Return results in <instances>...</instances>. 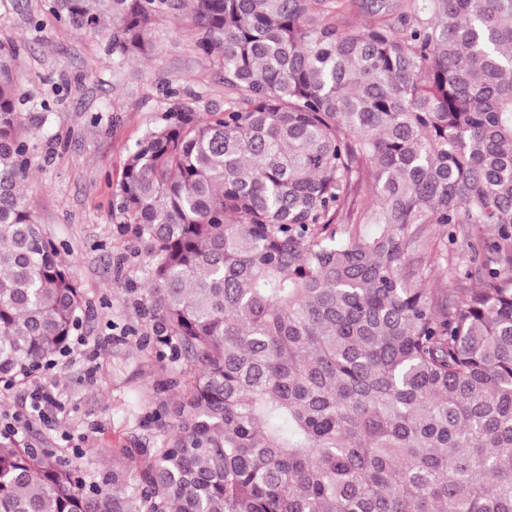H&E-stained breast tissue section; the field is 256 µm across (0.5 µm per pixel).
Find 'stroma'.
<instances>
[{
	"instance_id": "35a3bbf8",
	"label": "stroma",
	"mask_w": 512,
	"mask_h": 512,
	"mask_svg": "<svg viewBox=\"0 0 512 512\" xmlns=\"http://www.w3.org/2000/svg\"><path fill=\"white\" fill-rule=\"evenodd\" d=\"M155 40L152 59L119 70L106 37L60 25L43 0H0V43L18 48L20 110L46 114L31 136L25 202L84 299L69 352L0 391V427L12 424L22 445L80 456L90 483L123 471L132 491L158 440L161 366L145 344L144 246L112 201L129 150L165 122L166 88L200 113L224 107L223 74L196 53L187 20L159 17Z\"/></svg>"
}]
</instances>
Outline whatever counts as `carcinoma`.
Here are the masks:
<instances>
[{"label":"carcinoma","instance_id":"cac0c4a2","mask_svg":"<svg viewBox=\"0 0 512 512\" xmlns=\"http://www.w3.org/2000/svg\"><path fill=\"white\" fill-rule=\"evenodd\" d=\"M45 0L113 63L184 15L224 109L168 91L116 197L165 369L137 512H512V0ZM0 43V387L65 355L82 295L22 200ZM371 188L372 204L360 192ZM0 428V512H132L122 475ZM359 7L355 8L347 13H344L343 16L336 17V20L341 22V25L345 26V28H355L365 23L369 22L373 19V15L370 6L373 5V0H359Z\"/></svg>","mask_w":512,"mask_h":512}]
</instances>
